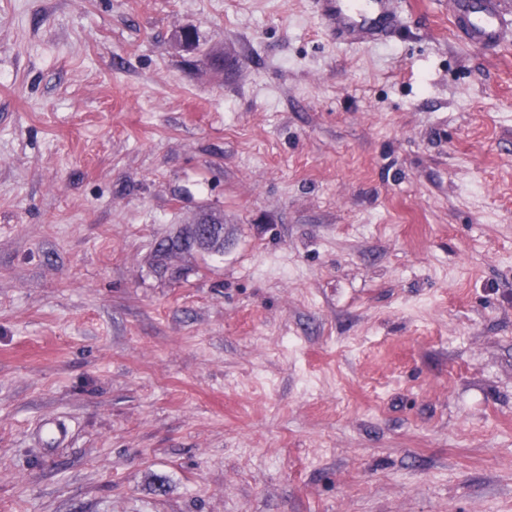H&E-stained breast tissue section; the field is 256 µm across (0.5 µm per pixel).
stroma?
Returning a JSON list of instances; mask_svg holds the SVG:
<instances>
[{"mask_svg": "<svg viewBox=\"0 0 512 512\" xmlns=\"http://www.w3.org/2000/svg\"><path fill=\"white\" fill-rule=\"evenodd\" d=\"M449 2L0 0V512H512V36ZM313 5L330 35L346 45L364 38L385 41L396 27L394 0H315ZM506 0H454L452 19L458 34L469 42L496 44L510 19L502 9Z\"/></svg>", "mask_w": 512, "mask_h": 512, "instance_id": "obj_1", "label": "stroma"}]
</instances>
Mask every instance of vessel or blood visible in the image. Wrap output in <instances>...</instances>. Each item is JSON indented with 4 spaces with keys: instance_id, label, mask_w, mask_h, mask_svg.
<instances>
[{
    "instance_id": "1",
    "label": "vessel or blood",
    "mask_w": 512,
    "mask_h": 512,
    "mask_svg": "<svg viewBox=\"0 0 512 512\" xmlns=\"http://www.w3.org/2000/svg\"><path fill=\"white\" fill-rule=\"evenodd\" d=\"M503 0H454L452 19L458 34L470 42L497 43L511 22ZM314 10L337 42L385 41L396 27L395 0H314Z\"/></svg>"
}]
</instances>
